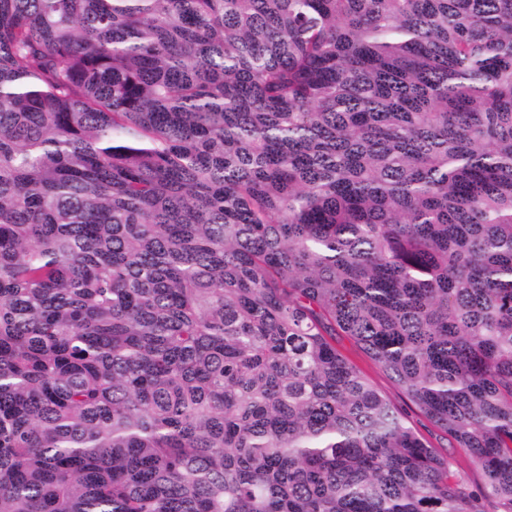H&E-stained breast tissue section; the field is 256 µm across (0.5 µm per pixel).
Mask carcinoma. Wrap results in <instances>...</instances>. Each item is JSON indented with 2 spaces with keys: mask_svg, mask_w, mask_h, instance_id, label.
Returning <instances> with one entry per match:
<instances>
[{
  "mask_svg": "<svg viewBox=\"0 0 512 512\" xmlns=\"http://www.w3.org/2000/svg\"><path fill=\"white\" fill-rule=\"evenodd\" d=\"M0 512H512V0H0ZM336 348L362 372L376 389L390 398L399 411L408 418L410 424L439 455L449 460L451 470L455 475L464 478L473 486L481 483V474L470 458L459 448H453L441 431L410 407L409 402L395 388L387 373L353 340L347 336H338L336 337Z\"/></svg>",
  "mask_w": 512,
  "mask_h": 512,
  "instance_id": "1",
  "label": "carcinoma"
}]
</instances>
